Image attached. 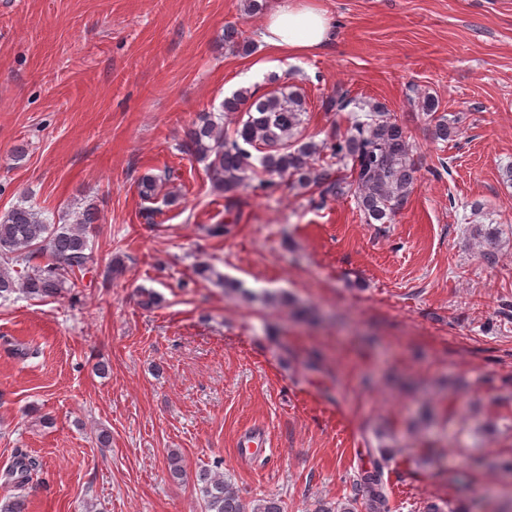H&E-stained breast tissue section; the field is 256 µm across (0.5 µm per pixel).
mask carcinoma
I'll list each match as a JSON object with an SVG mask.
<instances>
[{
  "label": "carcinoma",
  "instance_id": "1",
  "mask_svg": "<svg viewBox=\"0 0 512 512\" xmlns=\"http://www.w3.org/2000/svg\"><path fill=\"white\" fill-rule=\"evenodd\" d=\"M355 99L343 92L322 102L327 112H344ZM418 110L435 121L434 138L448 141L453 129L435 116L438 100L428 94L417 97ZM222 111L238 112L236 128L224 135V125L211 112L200 114L188 134L186 149L205 165L213 186L226 193L237 190L254 170L253 152H260L259 164L268 175L287 174L301 186H312L319 202L329 197L351 195L368 224H389L411 193L416 159L407 131L386 116L380 103L370 105L365 119L355 118L348 136L330 145L303 142L290 149L288 140L296 134L306 112L304 96L297 90L276 87L258 93L242 87L224 99ZM329 150L340 167H315V157ZM349 173H343V170ZM170 174L144 175L138 182L144 200L155 197L158 183ZM96 207L89 203L71 223L56 224L21 202L0 212V298L13 293L28 297H55L66 287L76 286L71 277L87 269L92 261L89 233L96 221ZM39 261L31 267L33 261ZM31 268L17 276L10 266ZM385 449H376L371 466L361 470L354 495L336 507V512H389ZM41 470L40 462L20 455L5 474L7 482L23 488ZM198 490L204 512H246L237 491L224 476L208 469L198 473Z\"/></svg>",
  "mask_w": 512,
  "mask_h": 512
}]
</instances>
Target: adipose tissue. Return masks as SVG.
Returning <instances> with one entry per match:
<instances>
[{"mask_svg": "<svg viewBox=\"0 0 512 512\" xmlns=\"http://www.w3.org/2000/svg\"><path fill=\"white\" fill-rule=\"evenodd\" d=\"M330 29V20L321 8L304 7L297 0H285L269 19L264 41L285 54L310 51L326 45Z\"/></svg>", "mask_w": 512, "mask_h": 512, "instance_id": "obj_1", "label": "adipose tissue"}]
</instances>
